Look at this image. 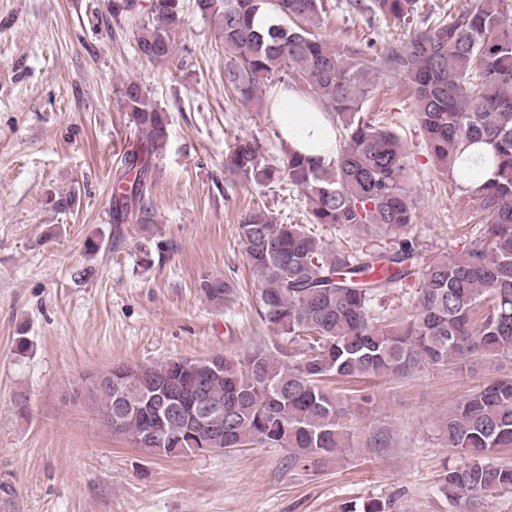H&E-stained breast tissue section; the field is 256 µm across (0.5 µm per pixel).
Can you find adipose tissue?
<instances>
[{"instance_id":"1","label":"adipose tissue","mask_w":512,"mask_h":512,"mask_svg":"<svg viewBox=\"0 0 512 512\" xmlns=\"http://www.w3.org/2000/svg\"><path fill=\"white\" fill-rule=\"evenodd\" d=\"M275 118L284 146L293 152L323 160L336 156V123L310 98L292 90L281 91L275 101ZM487 146L464 150L455 164L457 180L464 191H472L493 176Z\"/></svg>"}]
</instances>
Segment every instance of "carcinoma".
I'll return each instance as SVG.
<instances>
[{
    "label": "carcinoma",
    "instance_id": "carcinoma-1",
    "mask_svg": "<svg viewBox=\"0 0 512 512\" xmlns=\"http://www.w3.org/2000/svg\"><path fill=\"white\" fill-rule=\"evenodd\" d=\"M204 18L219 21L224 85L258 110L267 107L270 77L284 73L340 120L339 150L326 162L284 153L268 162L255 139L240 140L226 165L248 183L282 181L307 206L309 223L382 230L389 250L332 246L302 224H276L258 207L238 225L248 265L259 278V316L291 346L288 360L266 344L243 357L119 363L71 390L87 401L111 435L154 456L204 454L208 448L261 444L286 448L293 463L319 464L346 447L345 406L324 386L338 378H390L438 366L473 371L491 358L512 359V0H468L448 21L411 26L417 0H371L366 9L393 22L398 40L332 42L315 33L325 0H195ZM138 0H108L112 17L137 13ZM183 0H152L135 36L137 53L163 61L175 50L184 23ZM392 74L414 92L426 149L453 176L464 149L491 147L493 178L469 193L483 215L474 225L481 244L458 255L417 265L410 239L416 207L408 188L411 168L399 135L362 112L377 75ZM120 103L140 134L124 157L112 195V242L130 224L140 233L138 261L146 268L170 251L155 234L150 197L154 159L167 144L169 117L135 80L123 84ZM420 283L417 311L387 321L388 288L412 277ZM199 289L211 302L231 300L234 282L203 275ZM127 382L142 400L170 395L172 410L158 420L152 406H130L112 391ZM212 409L205 425L194 415ZM448 447L468 462L443 475L451 504L512 487V466L493 460L512 447V379L488 381L467 393L443 423Z\"/></svg>",
    "mask_w": 512,
    "mask_h": 512
}]
</instances>
